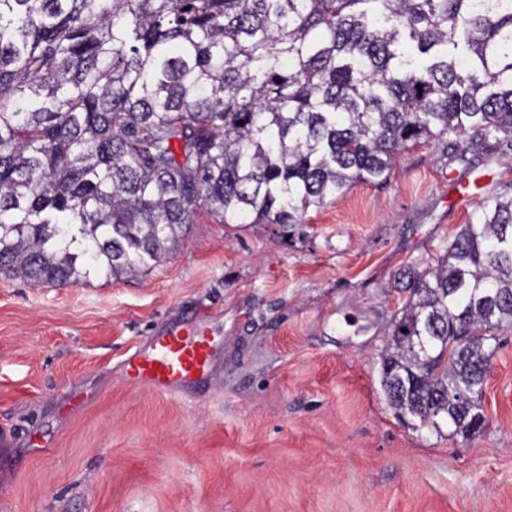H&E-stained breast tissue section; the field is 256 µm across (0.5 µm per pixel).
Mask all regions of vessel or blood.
<instances>
[{
  "instance_id": "obj_1",
  "label": "vessel or blood",
  "mask_w": 512,
  "mask_h": 512,
  "mask_svg": "<svg viewBox=\"0 0 512 512\" xmlns=\"http://www.w3.org/2000/svg\"><path fill=\"white\" fill-rule=\"evenodd\" d=\"M215 353L212 338L202 326L174 327L150 337L145 347L126 360L127 379L167 394L199 384L207 375Z\"/></svg>"
}]
</instances>
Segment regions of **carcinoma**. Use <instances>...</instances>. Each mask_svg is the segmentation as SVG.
<instances>
[{"instance_id": "cac0c4a2", "label": "carcinoma", "mask_w": 512, "mask_h": 512, "mask_svg": "<svg viewBox=\"0 0 512 512\" xmlns=\"http://www.w3.org/2000/svg\"><path fill=\"white\" fill-rule=\"evenodd\" d=\"M463 137L512 140V0H0V273L33 283L133 276L201 210L299 224ZM394 284L388 404L468 440L482 403L448 394L483 387L512 328V196Z\"/></svg>"}]
</instances>
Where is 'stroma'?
<instances>
[{
  "label": "stroma",
  "mask_w": 512,
  "mask_h": 512,
  "mask_svg": "<svg viewBox=\"0 0 512 512\" xmlns=\"http://www.w3.org/2000/svg\"><path fill=\"white\" fill-rule=\"evenodd\" d=\"M476 170L512 194V147L436 141L292 227L200 214L128 281L0 273V512H512V329L470 439L399 422L380 387L405 300L390 282L445 254L473 211L448 181ZM202 306L217 347L205 384L126 380L138 346Z\"/></svg>",
  "instance_id": "35a3bbf8"
}]
</instances>
